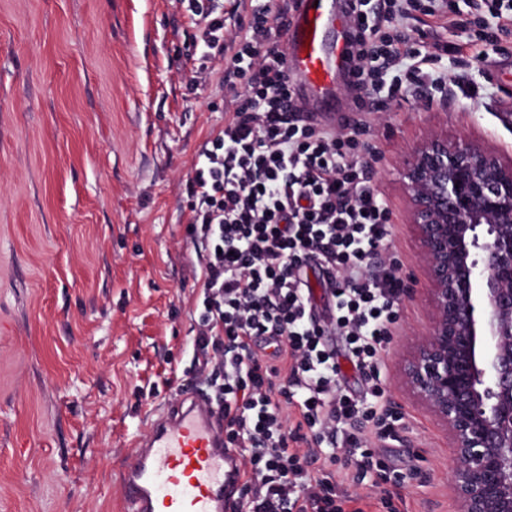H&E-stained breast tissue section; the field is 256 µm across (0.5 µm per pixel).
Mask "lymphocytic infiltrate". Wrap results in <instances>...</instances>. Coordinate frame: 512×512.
<instances>
[{"mask_svg":"<svg viewBox=\"0 0 512 512\" xmlns=\"http://www.w3.org/2000/svg\"><path fill=\"white\" fill-rule=\"evenodd\" d=\"M204 57L243 81L239 105L198 154L188 232L203 257L195 364L224 411V445L240 449L243 512H345L337 475L385 472L382 445L401 422L385 401L381 351L399 319L404 281L384 253L391 212L373 184L368 124H302L283 71L287 8L255 10L225 36L216 0H187ZM447 18L482 42L512 47V0H353L348 85L357 111H378L424 86L474 93L468 72H436L453 44L428 47L405 29L414 13ZM327 277L316 303L308 270ZM325 314H318V306ZM344 337V358L327 337ZM367 391L343 389L342 362Z\"/></svg>","mask_w":512,"mask_h":512,"instance_id":"lymphocytic-infiltrate-1","label":"lymphocytic infiltrate"}]
</instances>
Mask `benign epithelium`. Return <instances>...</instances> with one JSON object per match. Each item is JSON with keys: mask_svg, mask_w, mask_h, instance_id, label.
Listing matches in <instances>:
<instances>
[{"mask_svg": "<svg viewBox=\"0 0 512 512\" xmlns=\"http://www.w3.org/2000/svg\"><path fill=\"white\" fill-rule=\"evenodd\" d=\"M402 177L431 306L403 380L451 435L454 512H512V162L433 135Z\"/></svg>", "mask_w": 512, "mask_h": 512, "instance_id": "benign-epithelium-1", "label": "benign epithelium"}]
</instances>
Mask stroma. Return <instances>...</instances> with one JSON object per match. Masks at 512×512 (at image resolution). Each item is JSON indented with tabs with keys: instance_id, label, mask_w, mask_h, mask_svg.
<instances>
[{
	"instance_id": "1",
	"label": "stroma",
	"mask_w": 512,
	"mask_h": 512,
	"mask_svg": "<svg viewBox=\"0 0 512 512\" xmlns=\"http://www.w3.org/2000/svg\"><path fill=\"white\" fill-rule=\"evenodd\" d=\"M200 36L181 0H0V512H121L137 438L195 382L189 178L236 107ZM470 71L478 95L428 89L367 117L387 253L413 290L385 346L396 512L452 510L450 437L400 375L428 300L399 170L436 134L512 158V54Z\"/></svg>"
}]
</instances>
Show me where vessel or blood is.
Here are the masks:
<instances>
[{"mask_svg":"<svg viewBox=\"0 0 512 512\" xmlns=\"http://www.w3.org/2000/svg\"><path fill=\"white\" fill-rule=\"evenodd\" d=\"M344 0H297L286 27L285 74L294 89L327 97L349 70V43L327 47L328 30L349 27ZM239 451L224 445V413L196 387L164 406L121 476L124 512H238Z\"/></svg>","mask_w":512,"mask_h":512,"instance_id":"vessel-or-blood-1","label":"vessel or blood"}]
</instances>
